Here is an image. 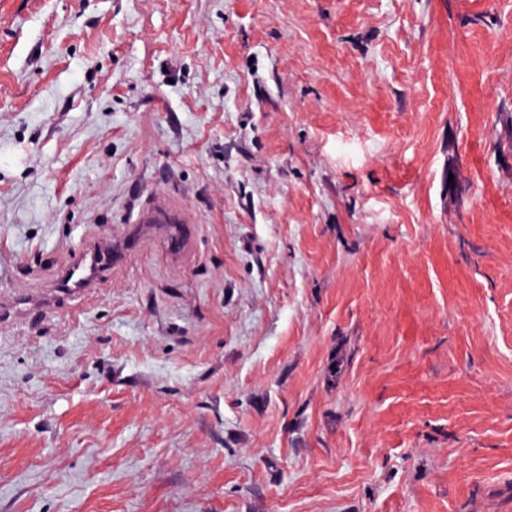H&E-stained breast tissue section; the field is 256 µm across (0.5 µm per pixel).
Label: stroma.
Masks as SVG:
<instances>
[{
  "instance_id": "obj_1",
  "label": "stroma",
  "mask_w": 512,
  "mask_h": 512,
  "mask_svg": "<svg viewBox=\"0 0 512 512\" xmlns=\"http://www.w3.org/2000/svg\"><path fill=\"white\" fill-rule=\"evenodd\" d=\"M98 239L0 512H512V0H0V296ZM138 224H189V218L170 201L157 197L147 202L138 212Z\"/></svg>"
}]
</instances>
